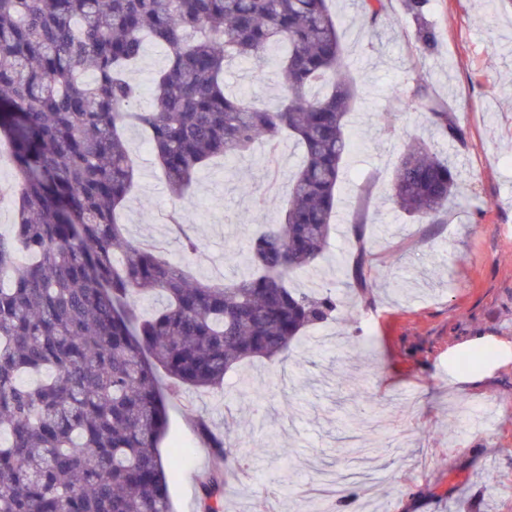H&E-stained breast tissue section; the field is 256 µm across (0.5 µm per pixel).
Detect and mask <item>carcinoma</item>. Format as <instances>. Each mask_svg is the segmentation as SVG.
<instances>
[{
	"label": "carcinoma",
	"instance_id": "1",
	"mask_svg": "<svg viewBox=\"0 0 512 512\" xmlns=\"http://www.w3.org/2000/svg\"><path fill=\"white\" fill-rule=\"evenodd\" d=\"M376 23L385 0H358ZM165 47L148 106L130 77L145 43ZM266 60L281 76L275 109L224 84ZM328 0H0V143L10 149L14 233L0 236V512H171L172 467L158 448L167 399L214 389L240 363L278 360L339 311L328 291L288 286L313 268L332 230L358 97ZM417 104L450 143L466 131L425 96ZM138 124L167 187L182 197L215 156L279 137L302 160L285 220L252 239L247 271L197 280L152 246L124 238L117 216L135 184L123 130ZM451 159L410 143L392 197L437 224L455 196ZM351 279L363 286L359 247ZM157 291L149 318L134 302ZM227 465L247 451L198 424ZM225 475L199 481L202 512H223Z\"/></svg>",
	"mask_w": 512,
	"mask_h": 512
}]
</instances>
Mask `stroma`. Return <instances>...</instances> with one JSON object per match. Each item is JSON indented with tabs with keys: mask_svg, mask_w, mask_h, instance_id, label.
<instances>
[{
	"mask_svg": "<svg viewBox=\"0 0 512 512\" xmlns=\"http://www.w3.org/2000/svg\"><path fill=\"white\" fill-rule=\"evenodd\" d=\"M345 50L344 70L359 92L351 123L356 147L339 194V217L315 268L292 288L332 289L335 320L306 330L287 358L257 359L229 373L220 390H184L168 403L159 444L173 459V512H201L199 478L221 463L201 441L198 421L223 431L236 424L251 457L246 476L228 477L224 512H334L335 479L357 454L350 445L364 420L386 418L388 436L369 437L376 456L362 494L364 512H512V6L502 0H431L416 18L405 0H387L369 29L355 0H332ZM435 30L424 49L420 26ZM224 80L259 105H274V68L231 66ZM423 81L436 103L467 131L445 142L406 94ZM135 188L120 222L127 238L159 247L202 280L229 278L261 225L279 222L286 187L300 161L282 138L276 169L268 147L210 160L182 198L170 194L142 131L127 127ZM450 156L462 194L442 223L422 224L392 199V178L407 144ZM366 207L364 287L343 267L355 250L349 233L360 195ZM185 231L200 244L184 254ZM489 348L491 360L460 372L462 355Z\"/></svg>",
	"mask_w": 512,
	"mask_h": 512,
	"instance_id": "35a3bbf8",
	"label": "stroma"
}]
</instances>
